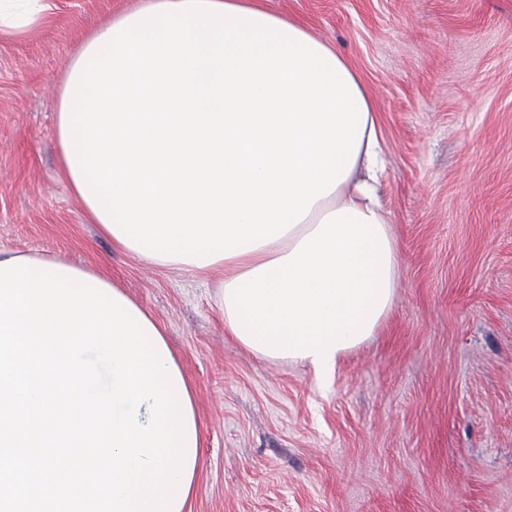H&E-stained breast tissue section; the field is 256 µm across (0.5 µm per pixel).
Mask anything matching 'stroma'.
Returning a JSON list of instances; mask_svg holds the SVG:
<instances>
[{"mask_svg":"<svg viewBox=\"0 0 512 512\" xmlns=\"http://www.w3.org/2000/svg\"><path fill=\"white\" fill-rule=\"evenodd\" d=\"M140 0H50L0 37V253L110 279L194 395L184 512H512V0H258L360 75L389 162L394 306L330 381L231 336L220 272L116 248L75 197L55 112L68 61ZM14 257H26L30 260H32V262H47V266H49L50 264H54V265H60V266H64V267H68V268H71V269H75L83 274H87L88 276H91V277H94L96 278L98 281L100 282H103L107 285H109L111 287L112 290H114L116 292V294H119L121 295V298L124 297L125 299H127V301H129L132 305H134L135 308H137L140 313H142V315L157 329L158 333L161 335V338L164 340L169 352L171 353V357L176 365V367L178 368L179 372H180V376L182 377V381H184L183 383L185 384H182V381H180V385H184V387H186L185 389L187 390V394H188V397H187V400L188 401V398H190V402H191V405L192 406V411H193V418H194V423H195V429H196V439H194V436H190V449H195V441H197V447H196V460H195V467H194V473H192V470H193V457H192V464H191V473H190V476H189V480H188V484L190 485V479L191 477L192 478V481H191V485H190V488H189V485H187V488L189 489V492L187 491L188 489H186L187 492H185V494L187 495L186 499H185V503H183V506L181 507V509H179V507L182 505H178V508H177V511L179 512H183V509L185 507V504L192 492V489H193V484H194V479H195V475H196V470H197V466H198V455H199V446H200V430H199V425H198V421H197V416H196V410H195V404H194V398H193V394H192V390L190 388V385L176 359V357L174 356L173 352L171 351L170 347L168 346L167 344V341L165 339V335H164V332L162 330V328L152 319V317L145 311L143 310L138 304H136L134 301H132L128 296H126L123 292H121L118 288H115L114 286H112V282H110L106 277L100 275V274H97L89 269H86V268H82V267H78V266H75V265H72L66 261H63L61 259H57V258H50V257H45V256H41V255H33V254H14V255H9V256H2L0 255V262H4V261H7V260H11V258H14ZM70 269V270H71ZM110 288H108V290H111ZM143 317V318H144ZM153 326H151L152 329ZM168 350L166 349V352L165 353V357L166 359H168Z\"/></svg>","mask_w":512,"mask_h":512,"instance_id":"stroma-1","label":"stroma"}]
</instances>
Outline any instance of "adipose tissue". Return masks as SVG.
Listing matches in <instances>:
<instances>
[{
	"label": "adipose tissue",
	"instance_id": "adipose-tissue-1",
	"mask_svg": "<svg viewBox=\"0 0 512 512\" xmlns=\"http://www.w3.org/2000/svg\"><path fill=\"white\" fill-rule=\"evenodd\" d=\"M47 0H0V34ZM70 186L144 262L222 270L256 356L327 376L389 313L399 258L373 102L337 49L251 0H147L72 58L56 117Z\"/></svg>",
	"mask_w": 512,
	"mask_h": 512
}]
</instances>
